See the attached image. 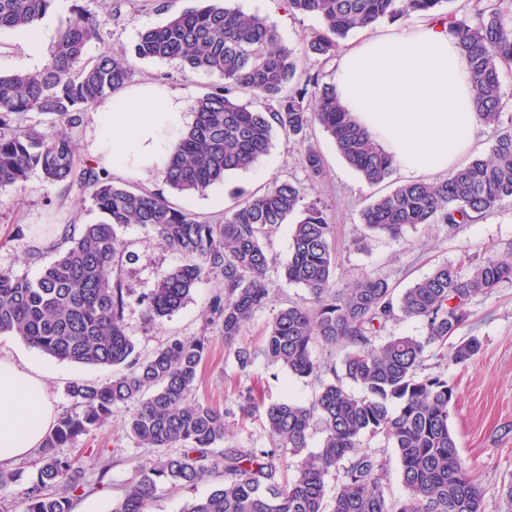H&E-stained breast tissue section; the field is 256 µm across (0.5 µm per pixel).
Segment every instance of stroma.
I'll use <instances>...</instances> for the list:
<instances>
[{
  "label": "stroma",
  "mask_w": 512,
  "mask_h": 512,
  "mask_svg": "<svg viewBox=\"0 0 512 512\" xmlns=\"http://www.w3.org/2000/svg\"><path fill=\"white\" fill-rule=\"evenodd\" d=\"M76 3L96 14L111 16L102 43L88 48L87 55L92 58L104 48H131L144 29L197 7L199 0H55L44 18L46 42L57 38ZM229 4L264 17L276 29L282 44L298 50L305 38L321 26L317 17L289 14L284 0H229ZM42 66V61L33 60L27 42L16 31L0 30L1 75L35 72ZM134 67V84L154 83L181 92L190 107L208 92L212 82L210 76L182 70L173 62L138 60ZM308 140L320 148L325 160V177L309 186L308 197L319 202L333 226L337 287H346L371 274L401 291L440 265L470 258L480 260L512 249V199L504 200L475 222L454 229L445 224H428L406 229L397 238L365 236L361 209L372 195L388 191L390 184L408 180V173L395 170L390 183L374 187L337 155L320 126L309 129ZM303 152V145L277 134L269 153L252 168L230 173L204 193L189 197L172 192L159 169L144 179L119 173L113 179L163 194L200 219L218 223L225 210L244 196L282 181H304ZM95 219L88 196L76 190L63 192L40 173L31 174L21 191L0 193V269L35 277L60 250L56 226L85 224ZM120 237L126 257L114 267L112 276L121 280L128 292L123 324L137 352L146 358L172 339L208 337L207 354L193 391L195 399L224 410L226 446L272 448L274 442L261 420L242 419L240 393L248 389L269 400L292 397L309 402L319 391L318 382L288 376L261 358L249 372H242L232 351L225 349L218 326L210 320L209 302L218 290L215 279L199 283L173 315L152 326L145 324L140 297L149 294L160 276L178 265L180 258L138 226L126 228ZM266 246L277 260L267 274L270 300L246 323L239 338L240 346L252 349L262 344L267 327L280 308L309 303L306 291L287 283L281 275L280 264L287 261L291 251L290 225H281L271 233ZM468 309L470 317L458 335L479 337V355L461 366L453 364L450 356L431 349L425 354L423 372L445 374L454 385L456 399L450 409V425L460 455L484 488L483 512H501L498 491L504 481L512 479V281L501 282L491 293L474 298ZM21 353L45 373L60 415L73 407L66 392L70 381L101 382L113 375L112 368L60 361L28 346L19 337L0 334L1 358ZM127 415V409L114 410L107 423L80 437L79 447L101 452L109 472L103 480L97 472H86L73 512H111L113 502L133 477L135 466L153 465L155 452L127 434L123 424Z\"/></svg>",
  "instance_id": "obj_1"
}]
</instances>
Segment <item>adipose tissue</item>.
Here are the masks:
<instances>
[{
    "mask_svg": "<svg viewBox=\"0 0 512 512\" xmlns=\"http://www.w3.org/2000/svg\"><path fill=\"white\" fill-rule=\"evenodd\" d=\"M334 85L346 110L407 172L452 169L475 142L471 73L442 22L426 19L352 43ZM186 123L179 93L134 86L98 106L90 150L113 169L144 177L162 166ZM54 422L44 374L26 358L0 357V465L41 447Z\"/></svg>",
    "mask_w": 512,
    "mask_h": 512,
    "instance_id": "obj_1",
    "label": "adipose tissue"
}]
</instances>
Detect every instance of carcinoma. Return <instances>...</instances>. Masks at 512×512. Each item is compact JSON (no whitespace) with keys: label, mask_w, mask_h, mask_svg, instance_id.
Masks as SVG:
<instances>
[{"label":"carcinoma","mask_w":512,"mask_h":512,"mask_svg":"<svg viewBox=\"0 0 512 512\" xmlns=\"http://www.w3.org/2000/svg\"><path fill=\"white\" fill-rule=\"evenodd\" d=\"M54 0H0V29H23L43 19ZM294 15H314L321 28L305 44V54L328 58L349 33L381 19L437 15L457 38L473 76V96L481 125L492 129L485 157L434 180H413L375 196L361 210L370 234L397 237L424 224H470L512 199V121L503 120L512 100L503 75L512 72V0H474L472 15L442 12L447 0H285ZM108 18L77 5L59 32L44 67L0 75V190L18 192L34 172L49 182L88 195L98 213L94 222L63 234L67 247L34 278L0 271V333L20 337L53 358L85 366H112L119 372L103 383L74 380L67 394L74 410L58 419L38 449L36 478L25 489L23 512H72L86 471L104 480L101 456H66L60 448L106 423L114 409L137 404L125 418L130 436L157 452L155 463L137 466L112 512H148L160 485L194 489L220 473L223 483L188 503L183 512H483L484 489L462 460L450 423L454 386L447 377L421 376L424 353L446 347L469 318V302L512 280V253L491 256L462 272L443 265L401 295L381 278L366 275L347 288L335 284L331 247L333 225L302 183H276L239 201L224 223L209 224L163 195L112 181L99 161L76 156L73 130L82 114L130 83L132 58L174 61L217 78L198 98L193 123L169 157L165 179L185 196L200 194L229 173L247 170L267 154L277 131L303 142L318 124L336 152L368 184L387 181L395 161L337 100L334 86L314 76L296 80L298 56L281 44L264 18L220 0L145 29L129 50H103L85 59L101 42ZM261 96L271 105L253 110L236 92ZM29 112L53 117L57 130L21 126ZM306 179L323 178L321 151L304 148ZM293 220L291 254L281 265L284 279L304 288L311 305L282 308L259 350L238 346L253 314L269 297L267 273L275 259L264 240ZM137 225L177 253L181 261L162 275L141 301L149 325L178 311L198 283L220 276L209 312L224 346L234 349L241 371L258 358L291 377L315 378L320 390L310 403L245 398L243 416L262 411L265 428L278 448L304 454L288 479L275 450L223 448L224 412L192 398L204 360L203 337L174 339L141 358L126 335L125 292L112 280L121 253L119 233ZM420 321L425 336L380 338L396 319ZM322 345L344 352L343 375L325 381V366L313 356ZM476 336L461 340L452 354L468 364L481 350ZM361 393L348 391L343 379ZM323 439L307 454L314 419ZM382 434L399 462L405 494L388 492V468L362 447L364 436ZM177 452L171 453L169 449ZM341 479L327 497L326 478Z\"/></svg>","instance_id":"1"}]
</instances>
